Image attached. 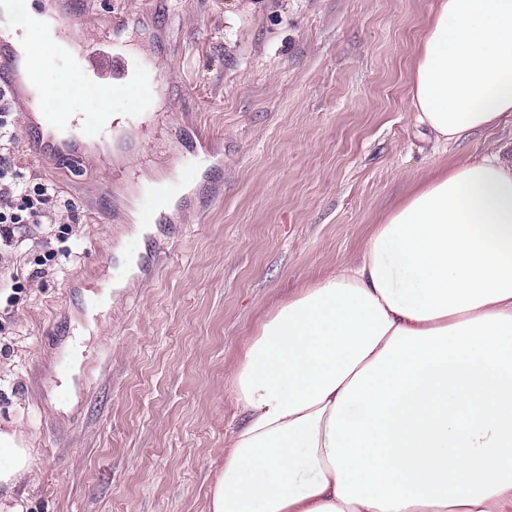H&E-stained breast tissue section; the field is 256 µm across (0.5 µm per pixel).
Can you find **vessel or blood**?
<instances>
[{
    "label": "vessel or blood",
    "instance_id": "vessel-or-blood-1",
    "mask_svg": "<svg viewBox=\"0 0 512 512\" xmlns=\"http://www.w3.org/2000/svg\"><path fill=\"white\" fill-rule=\"evenodd\" d=\"M68 16L69 21L64 25L40 23L34 18L31 7L14 8L13 33L0 38V88L10 91L16 83H25L28 104L39 112L25 129L28 146L35 156L63 155L78 162L85 160L89 152L100 149L111 136L112 126L106 113L75 110L59 113L50 109L48 102L56 90L38 76L21 75L14 37L31 32L42 35L55 46L59 59L67 64L78 84L97 91L100 104L135 97V117L139 120L148 121L153 117L151 109L161 73L118 50L113 32L108 28L99 30L96 39L75 45L73 27L87 22L88 17L83 10L73 7L69 8ZM186 189V184L177 180L158 184L141 212V223L155 225L160 213L168 210L173 202L185 199Z\"/></svg>",
    "mask_w": 512,
    "mask_h": 512
}]
</instances>
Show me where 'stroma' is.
Returning a JSON list of instances; mask_svg holds the SVG:
<instances>
[{
  "mask_svg": "<svg viewBox=\"0 0 512 512\" xmlns=\"http://www.w3.org/2000/svg\"><path fill=\"white\" fill-rule=\"evenodd\" d=\"M435 3L90 0L99 27L150 46L169 124L125 116L111 153L71 168L32 155L14 116V165L64 202L0 245V429L31 451L25 512H206L241 421L226 377L261 323L354 261L413 186L512 142L509 123L420 150L412 61ZM190 164L162 228L136 224L153 180ZM85 355L103 370H77Z\"/></svg>",
  "mask_w": 512,
  "mask_h": 512,
  "instance_id": "1",
  "label": "stroma"
}]
</instances>
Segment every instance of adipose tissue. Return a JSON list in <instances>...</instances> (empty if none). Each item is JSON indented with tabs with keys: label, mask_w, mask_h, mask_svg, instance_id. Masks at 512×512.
I'll use <instances>...</instances> for the list:
<instances>
[{
	"label": "adipose tissue",
	"mask_w": 512,
	"mask_h": 512,
	"mask_svg": "<svg viewBox=\"0 0 512 512\" xmlns=\"http://www.w3.org/2000/svg\"><path fill=\"white\" fill-rule=\"evenodd\" d=\"M410 95L436 145L512 118V0H439ZM227 383L242 420L209 512H512V144L413 188ZM30 473L0 431V512Z\"/></svg>",
	"instance_id": "obj_1"
}]
</instances>
